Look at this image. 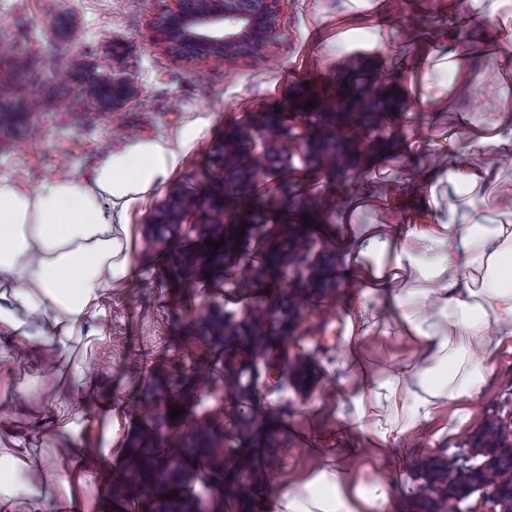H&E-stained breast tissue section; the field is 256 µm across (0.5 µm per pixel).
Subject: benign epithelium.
I'll use <instances>...</instances> for the list:
<instances>
[{"instance_id": "1", "label": "benign epithelium", "mask_w": 512, "mask_h": 512, "mask_svg": "<svg viewBox=\"0 0 512 512\" xmlns=\"http://www.w3.org/2000/svg\"><path fill=\"white\" fill-rule=\"evenodd\" d=\"M156 26L155 41L163 48L176 47L189 60L211 57L237 62L238 59L272 41L277 31L278 0H172ZM104 49L112 53V74L102 76L86 59L74 71L84 75V90L98 112H119L124 104L138 96L135 81L125 72L123 57L126 46L109 39ZM271 143L269 159L285 163L291 155L290 137L283 128L267 129ZM189 211L184 199L172 200L164 211L169 230L175 231L180 216ZM472 447L483 457L477 466L468 468V479L452 483L438 471L424 474L428 491L454 510V503L474 492L479 498L470 512H512V429L496 427L481 431Z\"/></svg>"}]
</instances>
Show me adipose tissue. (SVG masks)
<instances>
[{
    "instance_id": "obj_1",
    "label": "adipose tissue",
    "mask_w": 512,
    "mask_h": 512,
    "mask_svg": "<svg viewBox=\"0 0 512 512\" xmlns=\"http://www.w3.org/2000/svg\"><path fill=\"white\" fill-rule=\"evenodd\" d=\"M210 123L198 115L175 139H133L103 155L91 181L46 177L33 188L0 177V331L17 346L55 353L81 330L103 334L112 287L132 272L116 233L180 169ZM466 138L449 143L470 159L458 170H432L413 187L425 192L432 221L395 228L376 224L341 241L338 252L355 263L353 310L336 361L327 365L338 401L335 461L316 464L306 479L281 489L274 512H397L405 495L401 474L356 482L345 461L356 456L353 437L378 455L417 447L443 403L479 396L491 363L512 341V219L494 220L481 184L500 155L512 153V117L492 126L468 123ZM460 186L448 203L443 182ZM425 281L422 293L402 287L407 276ZM385 299L395 333L409 351L382 370L365 367L362 345L374 333L369 298ZM442 323L428 330L422 308ZM60 429L78 461L54 469L42 451L0 445V512H94L89 490L104 478L109 448L88 447L69 418Z\"/></svg>"
}]
</instances>
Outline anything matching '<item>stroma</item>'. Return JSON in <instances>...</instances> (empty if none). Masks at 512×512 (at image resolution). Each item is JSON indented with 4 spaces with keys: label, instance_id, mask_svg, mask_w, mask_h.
<instances>
[{
    "label": "stroma",
    "instance_id": "stroma-1",
    "mask_svg": "<svg viewBox=\"0 0 512 512\" xmlns=\"http://www.w3.org/2000/svg\"><path fill=\"white\" fill-rule=\"evenodd\" d=\"M468 0H279L282 38L229 66L210 59L188 62L154 41L164 0H0V80L11 83L13 110L0 121V176L37 183L44 177L87 179L106 151L132 138H175L200 113L212 122L186 156L180 172L133 213L124 236L136 270L112 289L103 337H78L73 360L83 362V386L62 383L44 353L18 351L0 333V395L34 379L43 403L34 413L14 411L0 424V440L49 448L68 464L67 436L54 416L65 406L92 431H104L99 406L108 402L121 417L110 474L92 496L98 512H182L185 499L203 512H273V489L305 479L314 448L333 447L336 400L322 361L336 354L347 325V268L336 245L348 231L369 224H418L419 203L395 210L356 207L370 186L409 193L428 168L463 166L448 151L457 128L456 100L425 103V83L456 79L470 86L475 120L512 112V71L501 48L512 28L499 18L476 15L467 29L455 26ZM78 24L72 34H53L62 15ZM129 45L124 62L139 95L122 111L84 126L92 103L69 61L88 56L99 72L112 70L103 42ZM462 56L456 76L424 77L419 60L436 52ZM24 55L26 71L14 67ZM41 85V110L17 115L30 80ZM328 84L345 92L348 112H308L312 89ZM284 127L292 135L288 164L270 165L269 145L258 126ZM333 136L335 151L322 165L309 162V142ZM238 138L233 157L224 142ZM224 192L230 211L245 223H202L198 212L182 215L176 233L161 244L146 238V224L175 197L208 200ZM306 238L312 270L291 271L292 245ZM250 291L237 286L241 276ZM252 314L248 329L221 324L210 307ZM234 361L245 398L224 395V363ZM279 381L267 377L268 366ZM180 408L171 418L172 408ZM435 445L406 452L412 488L405 512H444L428 496L423 472L475 456L472 437L490 426L512 424V349L503 348L484 389L461 405H442ZM218 449L207 456L206 446ZM176 463L183 475L176 494L152 487L156 466ZM239 469L252 471L248 497H226L220 483Z\"/></svg>",
    "mask_w": 512,
    "mask_h": 512
}]
</instances>
